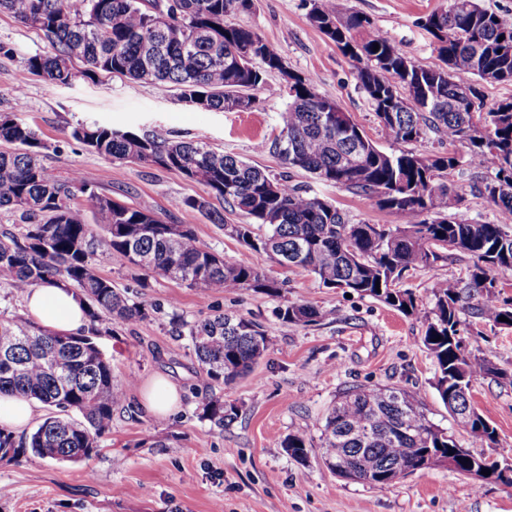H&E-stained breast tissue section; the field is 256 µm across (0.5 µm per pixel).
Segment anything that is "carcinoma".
Instances as JSON below:
<instances>
[{
  "label": "carcinoma",
  "instance_id": "carcinoma-1",
  "mask_svg": "<svg viewBox=\"0 0 512 512\" xmlns=\"http://www.w3.org/2000/svg\"><path fill=\"white\" fill-rule=\"evenodd\" d=\"M459 2L468 4L448 0L447 9L423 23L438 44L428 65L402 53L368 16L345 13L335 0L311 3L310 24L356 63L380 132L400 145L391 152L336 100L317 93L312 76L287 71L270 42L227 21L250 10L253 0H0V11L41 32L51 51L31 57L29 67L55 85L71 83L76 58L88 64L90 78L105 72L172 86L188 105L222 112L252 108L256 97L242 92L262 88L269 73L292 79L271 143L284 168L367 193L401 223H355L331 200L301 190L289 175L272 177L203 142L96 122L74 128L71 136L104 157L180 172L204 187V194L185 198L183 205L223 224L241 244L308 272L324 288L373 298L419 320L436 366L433 388L472 442L490 448L496 429L471 405L470 389L480 378L505 372L470 352L458 326L465 305L475 299L478 314L512 329V301L500 298L495 279V272L512 270V225L457 213L462 198L448 180L459 167L457 154L424 156L401 148L429 132L466 146L479 194L499 213H512V101L488 108L487 123L479 124L473 109L485 107L481 94L468 99L457 93L458 83L472 76L512 82V24L482 7L459 8ZM255 60L263 67H254ZM45 149L32 128L0 114V208L19 210L27 220L18 232L0 234V284L17 294L45 283L70 288L86 305L88 324L68 335L27 320L0 321V394L58 410L20 437L0 426V462L27 453L80 462L97 451L111 427L126 383L115 380L97 338L115 325L147 320L156 306L127 297L101 273L98 255L120 257L145 277L189 288L268 295L281 288L263 271L201 244L188 225L167 224L120 203L78 172L61 177L43 163ZM212 198L249 221L224 223ZM93 224L102 225L104 234H94ZM450 253L468 257L472 265L465 279L436 282L431 307H419L412 292L397 287L405 272H431ZM321 318L310 304L279 310V319L293 326L315 325ZM170 324L176 335L189 337L203 372L225 384L249 374L270 344L261 324L231 311L193 322L174 314ZM236 417V407L219 399L202 407V418L217 426ZM282 447L305 461L313 440L297 431ZM320 452L337 476L370 485L442 466L450 457L461 468L482 457L432 423L417 392L401 388L348 389L326 417Z\"/></svg>",
  "mask_w": 512,
  "mask_h": 512
}]
</instances>
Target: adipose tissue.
Instances as JSON below:
<instances>
[{"label":"adipose tissue","instance_id":"obj_1","mask_svg":"<svg viewBox=\"0 0 512 512\" xmlns=\"http://www.w3.org/2000/svg\"><path fill=\"white\" fill-rule=\"evenodd\" d=\"M29 316L44 327L62 333H79L87 317L76 294L56 284L31 289L25 295Z\"/></svg>","mask_w":512,"mask_h":512}]
</instances>
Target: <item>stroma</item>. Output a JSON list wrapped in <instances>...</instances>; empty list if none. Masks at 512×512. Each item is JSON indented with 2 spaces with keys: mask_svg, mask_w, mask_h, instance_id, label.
<instances>
[{
  "mask_svg": "<svg viewBox=\"0 0 512 512\" xmlns=\"http://www.w3.org/2000/svg\"><path fill=\"white\" fill-rule=\"evenodd\" d=\"M310 5L311 0H253L251 10L233 14L231 21L275 45L288 70L314 76L319 94L336 100L372 140L391 150L354 62L309 23ZM342 5L367 15L407 56L424 65L433 61V39L422 23L446 9L448 0H342ZM1 44L10 53L0 55V113L12 114L37 132L47 145L46 165L64 177L81 172L99 192L168 223L191 225L203 245L260 268L283 288L275 296L208 292L159 276L145 279L119 259L98 256L102 274L118 288L163 311L116 327L98 340L115 378L128 388L97 453L77 463L30 454L0 462V485L10 489L0 497V512H512V484L488 481L477 488L445 466L370 486L337 477L319 452L304 463L289 457L282 440L299 430L319 438L329 408L354 386L417 391L428 418L459 445L471 447L470 436L431 385L435 365L422 343V324L377 300L321 287L307 272L279 266L264 252L243 246L224 227L245 223V215L218 201L214 207L224 221L216 224L184 207V199L202 195L203 188L181 173L104 158L71 136L73 127L90 121L132 130L157 126L276 176L283 166L268 145L288 103L280 74L268 76L253 109L204 111L182 102L176 90L151 83L104 73L86 79L79 61L73 64L71 85L51 84L28 66L30 57L47 51V43L6 12L0 13ZM19 92L24 95L20 101L15 98ZM292 176L308 194L333 200L352 221H399L369 194L326 186L298 169ZM468 263L462 257L431 272L412 270L400 285L427 307L435 281L463 276ZM292 302L317 307L321 321L305 327L282 324L277 312ZM227 309L264 326L270 347L253 374L223 385L202 371L188 337L172 334L169 318L177 313L193 321ZM460 332L468 350L487 356L510 376L506 382L478 379L471 395L497 432V444L486 449V456L512 457V330L469 309L461 315ZM159 375L176 382L182 395L179 407L165 417L141 406L143 388ZM217 397L239 409L230 426L221 428L200 417L203 404Z\"/></svg>",
  "mask_w": 512,
  "mask_h": 512,
  "instance_id": "obj_1",
  "label": "stroma"
}]
</instances>
